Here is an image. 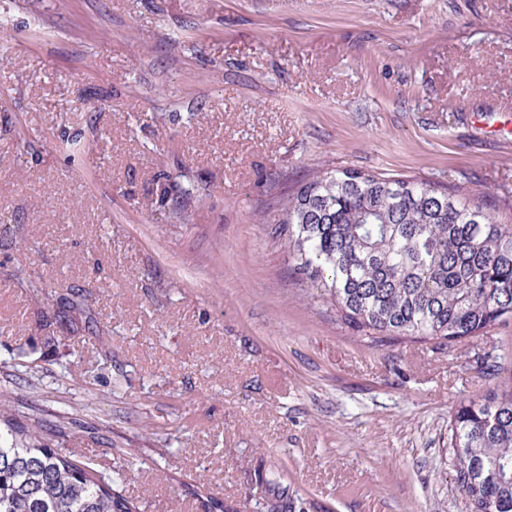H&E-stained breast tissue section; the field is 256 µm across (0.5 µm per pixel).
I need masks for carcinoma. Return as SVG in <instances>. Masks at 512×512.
I'll return each mask as SVG.
<instances>
[{
	"instance_id": "carcinoma-1",
	"label": "carcinoma",
	"mask_w": 512,
	"mask_h": 512,
	"mask_svg": "<svg viewBox=\"0 0 512 512\" xmlns=\"http://www.w3.org/2000/svg\"><path fill=\"white\" fill-rule=\"evenodd\" d=\"M275 233L362 341L455 345L512 318V221L455 185L349 169L274 199ZM503 372L500 355L481 361ZM450 476L473 512H512V388L461 402ZM0 512H138L84 461L0 434Z\"/></svg>"
}]
</instances>
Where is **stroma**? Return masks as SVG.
I'll list each match as a JSON object with an SVG mask.
<instances>
[{
    "label": "stroma",
    "mask_w": 512,
    "mask_h": 512,
    "mask_svg": "<svg viewBox=\"0 0 512 512\" xmlns=\"http://www.w3.org/2000/svg\"><path fill=\"white\" fill-rule=\"evenodd\" d=\"M509 94L512 0H0V431L140 512H471L449 423L512 320L369 346L263 217L346 169L512 204Z\"/></svg>",
    "instance_id": "stroma-1"
}]
</instances>
